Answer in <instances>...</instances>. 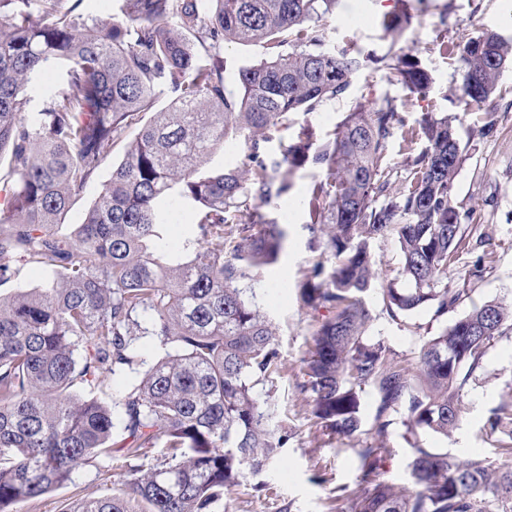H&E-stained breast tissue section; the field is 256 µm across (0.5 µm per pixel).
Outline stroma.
I'll use <instances>...</instances> for the list:
<instances>
[{
    "label": "stroma",
    "instance_id": "1",
    "mask_svg": "<svg viewBox=\"0 0 512 512\" xmlns=\"http://www.w3.org/2000/svg\"><path fill=\"white\" fill-rule=\"evenodd\" d=\"M397 0H340L336 12L326 21L332 44L352 45L377 54L413 53L432 78L427 96L413 97L384 70L364 69L353 76L346 93L323 103L315 112L297 113L278 136L290 141L304 123L333 130L346 112L359 101L390 98L400 104L409 120L423 113L448 114L460 123L466 157L455 181L453 199L466 216L465 224L483 233L481 244L460 252L448 270L450 288L467 289L463 302L448 314L434 317L424 310L409 316L390 317L382 290L396 275L400 251L395 236L371 241L370 251L380 262L383 277L367 294L371 319L366 337L383 341L396 362L415 367L420 346L447 324L468 313L474 305L495 300L512 303V67L502 72L488 108L496 119L493 135L482 136L479 117L483 110L465 104L460 96L462 64L455 55L440 51L439 40L454 41L460 35L494 31L512 34V0H420L415 19L400 38L385 36L381 28L384 14L396 11ZM126 144L114 145L97 170L94 180L67 212L62 233H70L84 222L97 193L112 176V168L124 155ZM316 169L298 171L287 196L269 207L267 213L287 230L285 248L278 262L266 269L253 288L278 332V350L284 373L274 390L257 387L259 396L268 397L275 408L273 421L288 436L276 461L259 475L264 490L245 486L225 500L226 512H337L338 491L355 488L359 475L357 450L360 439L341 438L325 431L310 415V398L296 387L303 360L311 344V331L318 312L302 306L297 287L305 280L321 255L310 247L309 216L305 205L309 183ZM490 253L483 272H475L479 255ZM512 386V334L496 338L487 350L482 369L463 391L466 412L459 427L449 436L427 434L424 444L448 452L454 458L476 456L491 466L502 459L501 433L491 431L489 419L500 395ZM390 454L385 462V479L398 487L411 484L409 462L412 447L402 424L388 429ZM121 451L101 456L78 467L71 482L40 498L13 504V512H63L66 504L85 497L111 495L126 480Z\"/></svg>",
    "mask_w": 512,
    "mask_h": 512
}]
</instances>
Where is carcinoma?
Instances as JSON below:
<instances>
[{"mask_svg":"<svg viewBox=\"0 0 512 512\" xmlns=\"http://www.w3.org/2000/svg\"><path fill=\"white\" fill-rule=\"evenodd\" d=\"M82 0H0V161L10 184L0 208L2 263L20 256L54 274L43 288L0 294V512L71 480L74 470L112 455L121 438L128 479L110 496L65 512H214L257 474L287 435L254 394L274 385L282 364L275 327L249 297L275 264L286 232L262 209L307 167L312 243L326 260L298 287L303 306L324 309L301 369L316 422L339 437H359L361 393L379 395L375 443L358 451L360 474L347 512H512V388L489 419L504 435V460H460L421 443L448 436L462 420V392L487 346L512 333V309L475 305L420 349L411 373L383 341L365 338V296L379 277L371 240L392 233L403 285L383 290L388 313L428 309L440 317L460 303L448 267L469 244L453 201L465 147L455 118L424 114L406 123L388 99L358 102L331 132L299 127L280 154L275 132L299 112L342 95L368 64L387 70L408 93L431 88L416 56L354 54L328 44L323 21L338 0H119L121 17L85 20ZM383 17L393 37L415 14L410 0ZM41 22H31L34 4ZM260 45L265 57L225 83L224 45ZM463 66L461 97L489 101L512 65V37L466 35L453 43ZM67 69L65 89L29 121L32 80ZM175 94L156 108L158 87ZM133 125L135 138L112 170L85 221L60 236L73 200ZM424 149L406 157L392 190L388 144L394 132ZM241 139V165L207 168L218 147ZM195 210L193 236L164 250L172 206ZM152 336L165 355L126 386L114 415L101 396L114 375L145 360L135 347ZM404 417L412 439V487L383 479L384 438ZM162 446L157 465L142 449Z\"/></svg>","mask_w":512,"mask_h":512,"instance_id":"carcinoma-1","label":"carcinoma"}]
</instances>
